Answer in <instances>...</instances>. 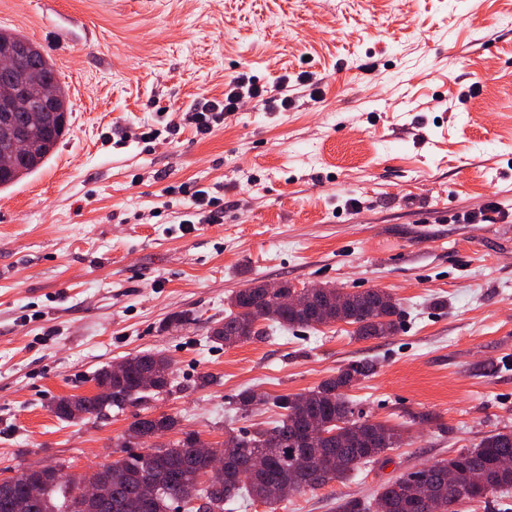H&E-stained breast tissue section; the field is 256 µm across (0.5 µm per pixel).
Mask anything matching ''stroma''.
<instances>
[{
    "label": "stroma",
    "mask_w": 512,
    "mask_h": 512,
    "mask_svg": "<svg viewBox=\"0 0 512 512\" xmlns=\"http://www.w3.org/2000/svg\"><path fill=\"white\" fill-rule=\"evenodd\" d=\"M1 28L42 46L72 106L53 157L0 192L1 474L93 471L138 414L177 418L164 442L217 446L365 360L346 397L407 443L272 512L374 506L512 428V0H0ZM241 73L288 77L293 107L250 103L197 135L186 112ZM184 185L223 198V222L183 224ZM260 283L383 288L400 328L213 343L230 296ZM175 313L188 324L167 327ZM149 351L171 359V393L94 423L52 413ZM248 389L265 402L246 416Z\"/></svg>",
    "instance_id": "stroma-1"
}]
</instances>
